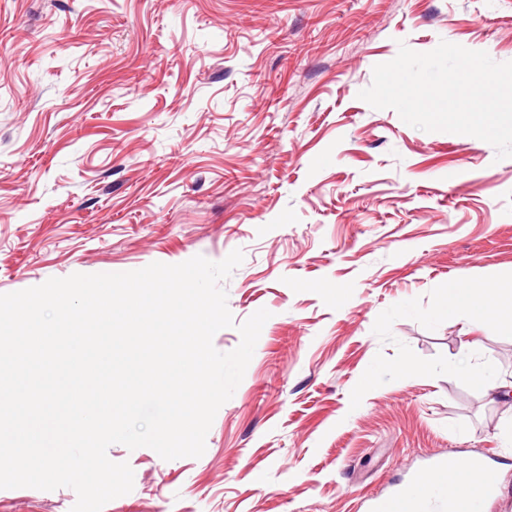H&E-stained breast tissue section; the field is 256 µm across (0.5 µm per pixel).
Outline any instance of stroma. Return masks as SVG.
<instances>
[{"label":"stroma","instance_id":"35a3bbf8","mask_svg":"<svg viewBox=\"0 0 512 512\" xmlns=\"http://www.w3.org/2000/svg\"><path fill=\"white\" fill-rule=\"evenodd\" d=\"M443 40L512 61V0H0V294L239 249L236 325L270 313L204 454L111 445L103 512H366L476 456L512 512V323L445 307L512 277V158L358 97ZM466 344L487 386L450 375Z\"/></svg>","mask_w":512,"mask_h":512}]
</instances>
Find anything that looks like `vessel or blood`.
Returning a JSON list of instances; mask_svg holds the SVG:
<instances>
[{
    "mask_svg": "<svg viewBox=\"0 0 512 512\" xmlns=\"http://www.w3.org/2000/svg\"><path fill=\"white\" fill-rule=\"evenodd\" d=\"M466 468L484 473L482 490L468 498L467 512H482V505L494 491L493 470L481 459H470ZM458 464L440 459L433 462L410 485L387 494H379L368 499L369 512H456V486L454 472Z\"/></svg>",
    "mask_w": 512,
    "mask_h": 512,
    "instance_id": "b4317fda",
    "label": "vessel or blood"
}]
</instances>
